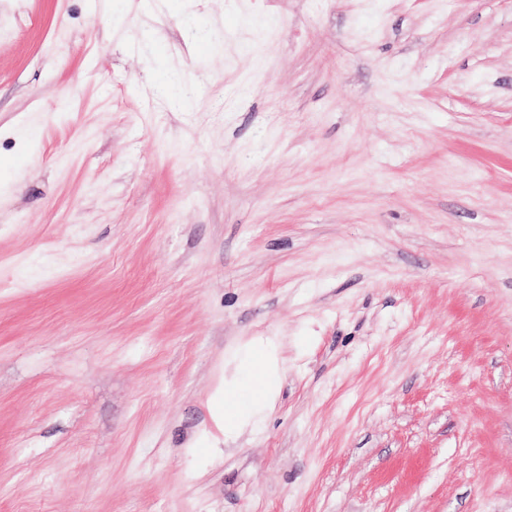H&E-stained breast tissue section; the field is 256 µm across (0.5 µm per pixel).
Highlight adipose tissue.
<instances>
[{"instance_id": "ef3b65f1", "label": "adipose tissue", "mask_w": 512, "mask_h": 512, "mask_svg": "<svg viewBox=\"0 0 512 512\" xmlns=\"http://www.w3.org/2000/svg\"><path fill=\"white\" fill-rule=\"evenodd\" d=\"M280 384L272 342L242 347L230 377L212 396L213 417L225 434L233 435L261 421Z\"/></svg>"}]
</instances>
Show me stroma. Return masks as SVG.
Wrapping results in <instances>:
<instances>
[{"label":"stroma","mask_w":512,"mask_h":512,"mask_svg":"<svg viewBox=\"0 0 512 512\" xmlns=\"http://www.w3.org/2000/svg\"><path fill=\"white\" fill-rule=\"evenodd\" d=\"M1 160L0 512H512V0H0ZM280 384L273 342L249 344L240 349L230 377L212 396L213 417L224 437L261 421Z\"/></svg>","instance_id":"stroma-1"}]
</instances>
